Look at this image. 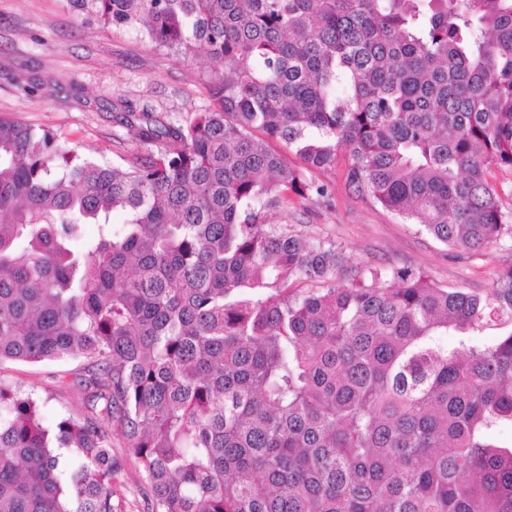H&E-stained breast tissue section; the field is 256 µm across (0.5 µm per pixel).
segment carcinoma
<instances>
[{"mask_svg":"<svg viewBox=\"0 0 512 512\" xmlns=\"http://www.w3.org/2000/svg\"><path fill=\"white\" fill-rule=\"evenodd\" d=\"M72 3L216 67L127 166L0 116V364L84 361L53 424L0 383V512H125L116 429L151 512H512V264L470 293L267 222L342 164L452 251L512 239V0Z\"/></svg>","mask_w":512,"mask_h":512,"instance_id":"carcinoma-1","label":"carcinoma"}]
</instances>
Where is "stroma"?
Listing matches in <instances>:
<instances>
[{
    "label": "stroma",
    "mask_w": 512,
    "mask_h": 512,
    "mask_svg": "<svg viewBox=\"0 0 512 512\" xmlns=\"http://www.w3.org/2000/svg\"><path fill=\"white\" fill-rule=\"evenodd\" d=\"M208 55L184 67L140 34L103 27L75 11L70 0H0V116L54 132L68 148L114 164L144 157L130 134L128 113L150 112L178 122L208 105ZM40 81L31 90L28 79ZM334 197L295 204L272 216L297 232L332 240L364 266L388 271L412 266L451 288H491L511 252L480 250L451 255L447 246L371 198L345 186L343 171L316 174ZM81 361L0 365V383L33 394L46 422L71 414L78 396L73 375ZM123 458L121 493L126 512H148L144 471L123 437L112 439Z\"/></svg>",
    "instance_id": "35a3bbf8"
}]
</instances>
